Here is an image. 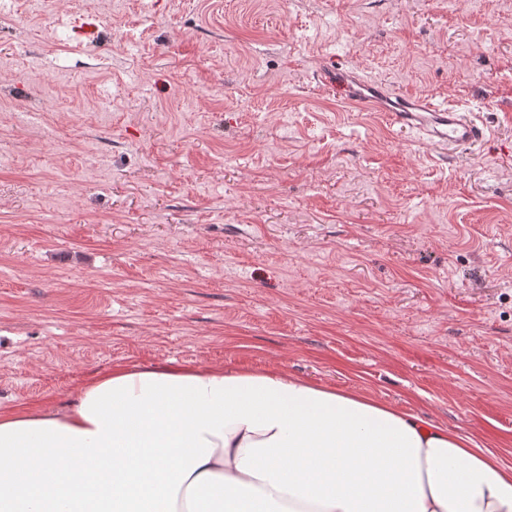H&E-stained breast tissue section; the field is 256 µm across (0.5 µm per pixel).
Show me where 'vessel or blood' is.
Here are the masks:
<instances>
[{"label":"vessel or blood","mask_w":512,"mask_h":512,"mask_svg":"<svg viewBox=\"0 0 512 512\" xmlns=\"http://www.w3.org/2000/svg\"><path fill=\"white\" fill-rule=\"evenodd\" d=\"M315 79L321 89L339 96L350 107L389 113L396 123L434 148H462L486 137L485 128L466 113L425 95L392 91L354 69L326 63Z\"/></svg>","instance_id":"vessel-or-blood-1"}]
</instances>
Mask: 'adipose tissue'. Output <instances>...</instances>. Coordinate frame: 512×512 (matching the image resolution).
<instances>
[{"instance_id":"obj_1","label":"adipose tissue","mask_w":512,"mask_h":512,"mask_svg":"<svg viewBox=\"0 0 512 512\" xmlns=\"http://www.w3.org/2000/svg\"><path fill=\"white\" fill-rule=\"evenodd\" d=\"M0 512H512V466L284 372L117 366L0 406Z\"/></svg>"}]
</instances>
